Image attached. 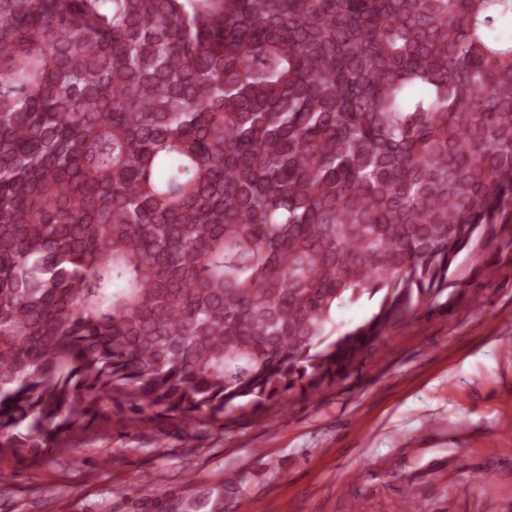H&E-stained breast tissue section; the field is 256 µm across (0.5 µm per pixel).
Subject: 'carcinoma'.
<instances>
[{
	"mask_svg": "<svg viewBox=\"0 0 512 512\" xmlns=\"http://www.w3.org/2000/svg\"><path fill=\"white\" fill-rule=\"evenodd\" d=\"M496 17L512 0H0V457L320 391L512 264ZM378 301L376 298L368 299L367 296L353 303H347L336 312L335 321L343 327H348L367 320L376 310Z\"/></svg>",
	"mask_w": 512,
	"mask_h": 512,
	"instance_id": "carcinoma-1",
	"label": "carcinoma"
}]
</instances>
